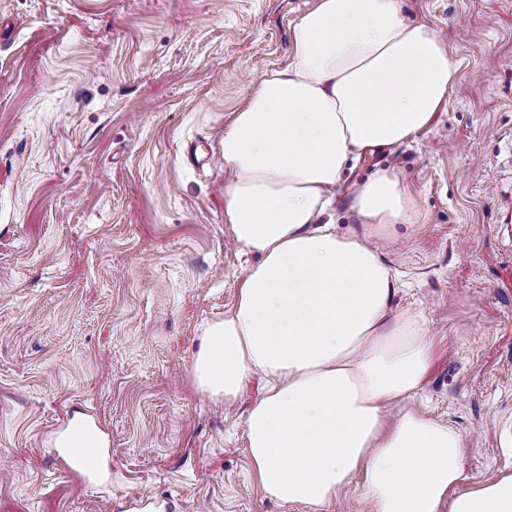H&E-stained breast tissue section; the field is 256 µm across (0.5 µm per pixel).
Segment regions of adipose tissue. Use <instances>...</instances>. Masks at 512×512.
Wrapping results in <instances>:
<instances>
[{
    "label": "adipose tissue",
    "mask_w": 512,
    "mask_h": 512,
    "mask_svg": "<svg viewBox=\"0 0 512 512\" xmlns=\"http://www.w3.org/2000/svg\"><path fill=\"white\" fill-rule=\"evenodd\" d=\"M458 71L440 33L406 21L400 0H315L293 26L290 63L224 132V221L255 262L203 332L192 376L228 404L264 379L246 449L280 503L325 512L356 481L364 512H512V473L463 487L455 427L386 414L421 389L433 357L420 318L395 313V281L370 245L412 223L413 189L377 171L353 198L361 233L326 219L347 163L430 126Z\"/></svg>",
    "instance_id": "1"
}]
</instances>
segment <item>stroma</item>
<instances>
[{
    "instance_id": "35a3bbf8",
    "label": "stroma",
    "mask_w": 512,
    "mask_h": 512,
    "mask_svg": "<svg viewBox=\"0 0 512 512\" xmlns=\"http://www.w3.org/2000/svg\"><path fill=\"white\" fill-rule=\"evenodd\" d=\"M314 0H0V512H313L259 488L245 424L193 354L234 304L250 256L224 222L219 151L233 112L285 67ZM461 63L435 122L349 162L333 219L376 169L420 219L378 239L396 311L434 350L410 406L464 434L466 484L512 471V0H404ZM84 417L102 472L67 471Z\"/></svg>"
}]
</instances>
